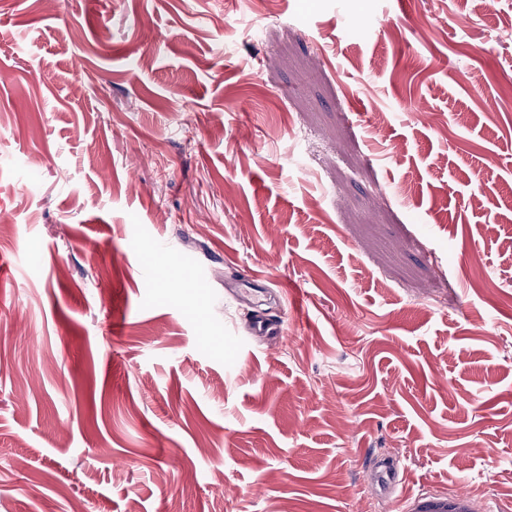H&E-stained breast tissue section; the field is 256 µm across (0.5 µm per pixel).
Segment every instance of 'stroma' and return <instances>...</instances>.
<instances>
[{
  "instance_id": "stroma-1",
  "label": "stroma",
  "mask_w": 512,
  "mask_h": 512,
  "mask_svg": "<svg viewBox=\"0 0 512 512\" xmlns=\"http://www.w3.org/2000/svg\"><path fill=\"white\" fill-rule=\"evenodd\" d=\"M508 84L512 0H0V507L512 512Z\"/></svg>"
}]
</instances>
